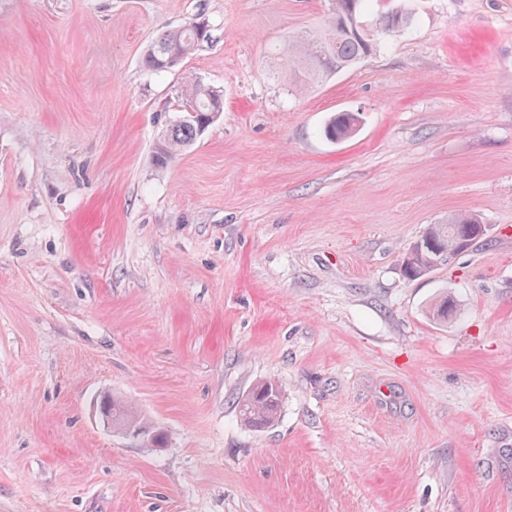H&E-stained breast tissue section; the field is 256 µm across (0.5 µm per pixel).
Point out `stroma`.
Returning <instances> with one entry per match:
<instances>
[{"label":"stroma","mask_w":512,"mask_h":512,"mask_svg":"<svg viewBox=\"0 0 512 512\" xmlns=\"http://www.w3.org/2000/svg\"><path fill=\"white\" fill-rule=\"evenodd\" d=\"M402 6L296 95L288 38L331 0H0V512H512V0L360 22ZM196 17L210 42L149 72ZM194 80L224 110L156 167ZM457 215L485 235L406 278ZM103 394L166 445L104 426ZM210 39L209 25L205 19L199 17L179 29L165 32L148 47L143 58V64L146 69L152 72H165L173 67L168 64L169 56L174 53H185V57H187L204 43H208ZM180 60V56L173 55L170 57L169 63L176 65ZM357 118L351 112H338L323 128L324 137L331 142H339L352 136L356 131ZM465 228L477 230L481 228V224L463 216L450 217L448 224H432L424 236L406 253L403 261L405 275L412 279L434 270L435 255L431 249L426 247L425 242L431 243L436 249L444 251L447 256L453 258L461 251L459 233ZM420 244H422L421 249H419ZM450 257L438 258L436 265L449 264L452 260ZM283 403L279 385L265 381L252 387L240 404L243 421L253 428H265L274 422Z\"/></svg>","instance_id":"stroma-1"}]
</instances>
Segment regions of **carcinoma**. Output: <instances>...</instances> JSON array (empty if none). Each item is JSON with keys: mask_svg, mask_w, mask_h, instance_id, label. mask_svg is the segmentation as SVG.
Wrapping results in <instances>:
<instances>
[{"mask_svg": "<svg viewBox=\"0 0 512 512\" xmlns=\"http://www.w3.org/2000/svg\"><path fill=\"white\" fill-rule=\"evenodd\" d=\"M367 0H334L333 12L321 31L314 34L288 37V56L292 58L294 72L293 89L296 93L307 90L331 74L340 73L373 50V42L364 34L354 35L351 28L357 26L358 14ZM412 23L406 10L388 11L380 16L379 28L394 31ZM211 39L207 22H190L183 27L165 32L151 44L143 58L146 69L165 72L170 69L169 56L183 53L193 54ZM224 99L220 90L199 81L185 85L181 90L179 112L182 118L168 122L155 142L154 160L163 168L177 154L191 148L209 125L214 115L223 111ZM357 118L351 112H338L323 128L324 137L339 142L356 131ZM465 228H481L473 219L459 216L448 218L446 224H433L406 253L403 261L404 273L417 278L435 268L433 249L425 247L429 242L434 249L453 257L461 251L459 233ZM283 395L279 385L265 381L252 387L240 404L243 421L253 428H265L279 415ZM112 417L118 423H141V419L119 399H112Z\"/></svg>", "mask_w": 512, "mask_h": 512, "instance_id": "obj_1", "label": "carcinoma"}]
</instances>
